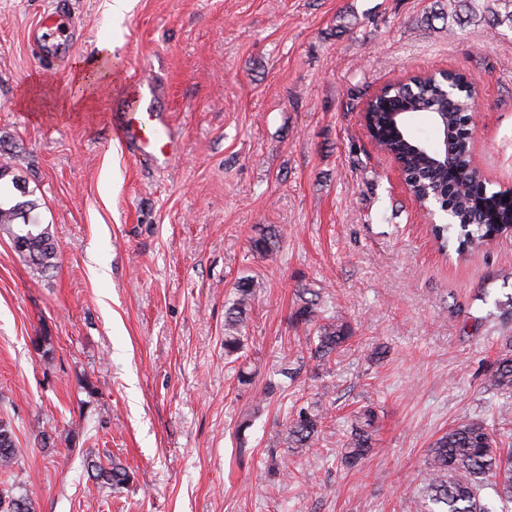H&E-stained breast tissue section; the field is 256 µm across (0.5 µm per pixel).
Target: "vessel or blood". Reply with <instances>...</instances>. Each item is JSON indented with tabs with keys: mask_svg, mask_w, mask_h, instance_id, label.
I'll return each instance as SVG.
<instances>
[{
	"mask_svg": "<svg viewBox=\"0 0 512 512\" xmlns=\"http://www.w3.org/2000/svg\"><path fill=\"white\" fill-rule=\"evenodd\" d=\"M125 95L127 107L119 115V130L130 152L158 162H169L177 152V145L175 140L163 141L157 136L158 128L168 125L169 114L155 105L156 83L133 80Z\"/></svg>",
	"mask_w": 512,
	"mask_h": 512,
	"instance_id": "1",
	"label": "vessel or blood"
}]
</instances>
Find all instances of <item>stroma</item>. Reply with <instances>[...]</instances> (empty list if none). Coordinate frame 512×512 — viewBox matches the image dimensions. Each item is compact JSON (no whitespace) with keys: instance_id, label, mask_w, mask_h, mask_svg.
<instances>
[{"instance_id":"35a3bbf8","label":"stroma","mask_w":512,"mask_h":512,"mask_svg":"<svg viewBox=\"0 0 512 512\" xmlns=\"http://www.w3.org/2000/svg\"><path fill=\"white\" fill-rule=\"evenodd\" d=\"M111 5L0 0V195L25 186L58 251L36 279L0 234V419L19 448L0 484L35 512H414L442 433L512 431V399L486 387L512 356V237L440 254L360 107L410 72L471 74L472 156L488 191L512 190V29L447 25L437 0H132L116 38ZM48 17L68 30L50 62L33 39ZM111 39L112 80L81 92L74 63ZM134 74L160 87L159 137L179 135L167 166L118 134ZM270 226L277 247L255 252ZM244 277L256 294L228 356ZM305 288L354 331L320 367L291 320ZM283 363L299 375L264 396ZM310 402L326 427L297 453L285 416ZM366 405L375 449L347 471ZM106 457L132 483L97 487ZM450 73H462L461 71H458L456 69H438V70H433V71H426L424 72V74H428L429 76H432V77H435L439 74H444L445 76H447L448 74ZM416 74V73H415ZM415 74H408L402 78H398V79H393V80H390L384 84H382L376 91L374 94H372L369 98H367L364 103H363V107H362V110H361V114H362V126H363V130L364 132L366 133V135L370 138V140L372 138L371 136V133L372 131L368 128L367 126V120H366V114L368 113V109L370 107V105L372 104L373 100L377 97V96H381L386 90H387V87L388 85L390 84H395L396 82H399V81H403L404 83H408V79H410L411 77H414V76H424V74H420V75H415ZM255 283L246 278L239 281L236 287L237 299L229 307L224 323V353L233 355L243 349V337L240 334V326L243 322V315L250 305L254 295Z\"/></svg>"}]
</instances>
